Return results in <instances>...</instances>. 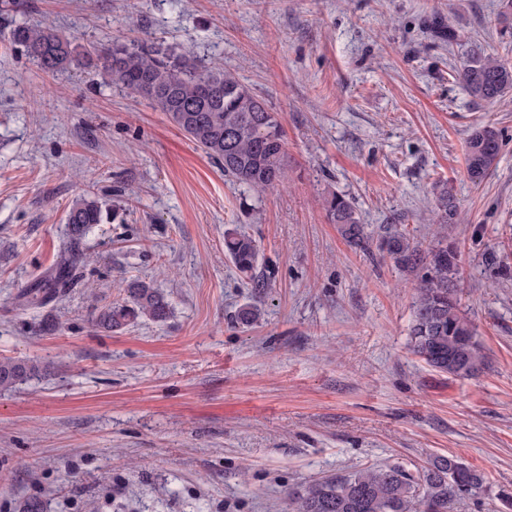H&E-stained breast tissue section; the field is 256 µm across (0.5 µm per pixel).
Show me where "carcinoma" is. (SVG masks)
Here are the masks:
<instances>
[{
    "label": "carcinoma",
    "instance_id": "1",
    "mask_svg": "<svg viewBox=\"0 0 512 512\" xmlns=\"http://www.w3.org/2000/svg\"><path fill=\"white\" fill-rule=\"evenodd\" d=\"M11 42L48 73L65 71L82 62L76 40L52 26L15 25ZM94 67L107 82L121 85L163 112L190 140L224 164V176L254 190L281 181L288 158L282 116L265 99L219 68L168 53L141 40L103 44L94 52ZM459 79L478 102H493L512 92V66L474 54ZM502 142L492 125L475 128L467 143L466 169L474 184L482 183L496 167ZM438 222L453 224L458 205L453 189L435 188ZM331 223L344 239L369 247L370 237L352 201L332 193L325 199ZM117 214L93 193L73 200L67 215L68 237L53 267L20 294L23 307L42 308L77 285V271L87 262L86 235L97 225L112 223ZM380 251L406 272L416 275V300L411 347L435 371L465 378L486 364L473 323L461 310L455 281L460 253L446 232L423 250L403 230L389 231L378 241ZM224 253L236 270L257 278L256 241L238 229L224 231ZM126 299L95 309L96 325L122 331L145 319L165 321L168 298L151 283L134 280L124 288ZM261 308L241 307L236 321L251 325ZM36 360L0 359V389H12L41 375ZM486 476L458 456L438 457L418 474L401 465L364 468L344 476L315 480L288 493L293 512H455L457 503L477 500L486 492Z\"/></svg>",
    "mask_w": 512,
    "mask_h": 512
}]
</instances>
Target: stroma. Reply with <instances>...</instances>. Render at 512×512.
<instances>
[{
	"instance_id": "1",
	"label": "stroma",
	"mask_w": 512,
	"mask_h": 512,
	"mask_svg": "<svg viewBox=\"0 0 512 512\" xmlns=\"http://www.w3.org/2000/svg\"><path fill=\"white\" fill-rule=\"evenodd\" d=\"M454 43L431 35L432 18ZM46 22L89 48L145 36L231 72L283 116L282 183L255 193L163 112L85 65L45 73L6 33ZM479 52L512 65L501 0H0V358L47 369L0 390V512H288L329 475L455 455L512 491V94L476 103L458 72ZM503 135L481 184L473 129ZM461 218V307L486 358L454 378L410 349L415 277L350 246L323 207L349 196L372 238L433 244L434 189ZM91 191L119 217L84 241L80 284L42 309L19 295L55 262L66 211ZM257 242L262 287L224 255ZM145 279L163 323H92ZM258 304L251 326L240 306ZM53 316L57 332L38 331Z\"/></svg>"
}]
</instances>
